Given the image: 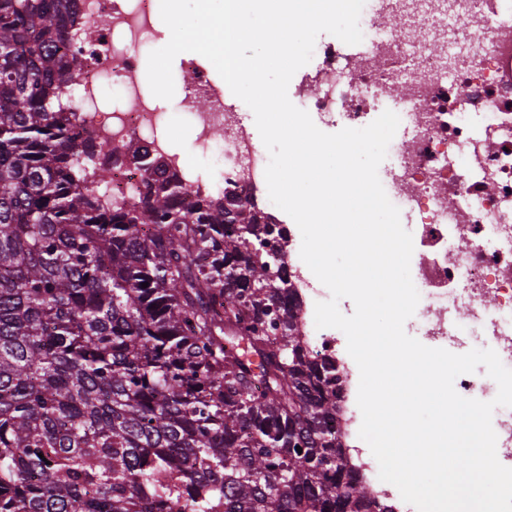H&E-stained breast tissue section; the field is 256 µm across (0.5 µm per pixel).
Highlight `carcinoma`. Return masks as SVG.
Returning a JSON list of instances; mask_svg holds the SVG:
<instances>
[{
    "label": "carcinoma",
    "mask_w": 512,
    "mask_h": 512,
    "mask_svg": "<svg viewBox=\"0 0 512 512\" xmlns=\"http://www.w3.org/2000/svg\"><path fill=\"white\" fill-rule=\"evenodd\" d=\"M73 2L0 0V512H368L256 204L188 201L146 155L105 199L60 107Z\"/></svg>",
    "instance_id": "cac0c4a2"
}]
</instances>
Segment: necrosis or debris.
<instances>
[{
	"label": "necrosis or debris",
	"mask_w": 512,
	"mask_h": 512,
	"mask_svg": "<svg viewBox=\"0 0 512 512\" xmlns=\"http://www.w3.org/2000/svg\"><path fill=\"white\" fill-rule=\"evenodd\" d=\"M155 0H76L73 38L66 59L79 71L67 96L95 143L112 153V199L136 195L148 174L134 161L140 149L165 161L187 196L231 192L241 199L267 188L266 148L238 112L224 104L212 71L188 62L191 92L178 112L159 111L144 91L147 47L155 43ZM399 21L369 15L362 49L320 42L315 71L294 104L326 124L362 128L387 110L397 73L406 76L410 132L392 139L397 169L390 179L392 203L414 204V252L410 271L425 292L415 321L428 338L461 351L478 333L512 368V34L499 20L512 16V0H395ZM118 92L103 102V83ZM189 120L194 145L218 154L214 168L189 161L175 144V124ZM223 132L216 143L215 132ZM286 272L302 306L301 332L317 358L335 361L341 399L336 424L346 459L358 464L379 505L406 512L392 484L377 475L374 457L359 437V370L344 333L316 328V302L325 294L306 277L307 265L286 252Z\"/></svg>",
	"instance_id": "1"
}]
</instances>
